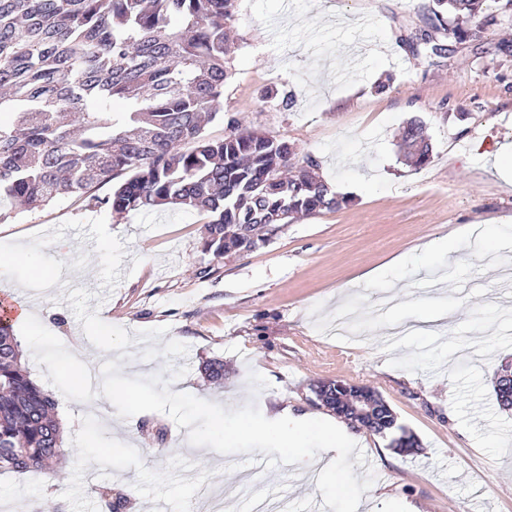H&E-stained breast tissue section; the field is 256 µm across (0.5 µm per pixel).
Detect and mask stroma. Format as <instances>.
<instances>
[{"instance_id": "obj_1", "label": "stroma", "mask_w": 512, "mask_h": 512, "mask_svg": "<svg viewBox=\"0 0 512 512\" xmlns=\"http://www.w3.org/2000/svg\"><path fill=\"white\" fill-rule=\"evenodd\" d=\"M432 0H238L226 118L293 143L337 187L340 207L301 217L263 247L211 262L195 210L117 215L92 186L0 222V252L31 250L0 271V299L13 285L69 351L91 343L63 280L88 269L89 307L127 332L167 327L186 356L145 360L129 349L126 377L187 366L182 391L236 408L274 403L324 420L311 387L342 380L379 392L397 422L418 438L404 455L388 438L356 428V444L305 442V464L266 468L256 451L222 455L192 446L166 414L123 419L105 398L71 401L53 391L63 430L58 464L0 471V512H108L96 487L128 497L126 512H203V490L224 488L225 505L254 512L259 499L278 512H512V410L498 406L494 382L512 363V184L481 157L512 141V56L491 53L512 41V9L494 0L490 22H469L457 40L438 31L444 56L412 54L407 42L430 29ZM277 100L263 104L267 95ZM420 120L432 145L417 168L398 151L400 132ZM471 224L500 229L495 252L479 239L457 252L424 245L459 238ZM381 269L376 279L364 273ZM446 306L443 327L392 335L417 307ZM224 362L211 381L207 361ZM253 472L245 492L234 487Z\"/></svg>"}]
</instances>
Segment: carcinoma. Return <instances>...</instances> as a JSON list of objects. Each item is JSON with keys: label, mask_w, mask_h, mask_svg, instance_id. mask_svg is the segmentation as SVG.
I'll return each mask as SVG.
<instances>
[{"label": "carcinoma", "mask_w": 512, "mask_h": 512, "mask_svg": "<svg viewBox=\"0 0 512 512\" xmlns=\"http://www.w3.org/2000/svg\"><path fill=\"white\" fill-rule=\"evenodd\" d=\"M437 24L416 53L443 50L445 16L476 20L490 0H433ZM237 0H0V221L63 195L112 184L115 214L188 206L205 219L212 259L264 246L284 222L340 205L310 156L224 118ZM399 152L414 167L431 146L411 122ZM288 215V220L281 215ZM311 391L349 422L336 381ZM56 403L22 365L12 325L0 321V469L41 470L60 456ZM363 428L415 453L418 440L388 404Z\"/></svg>", "instance_id": "cac0c4a2"}]
</instances>
